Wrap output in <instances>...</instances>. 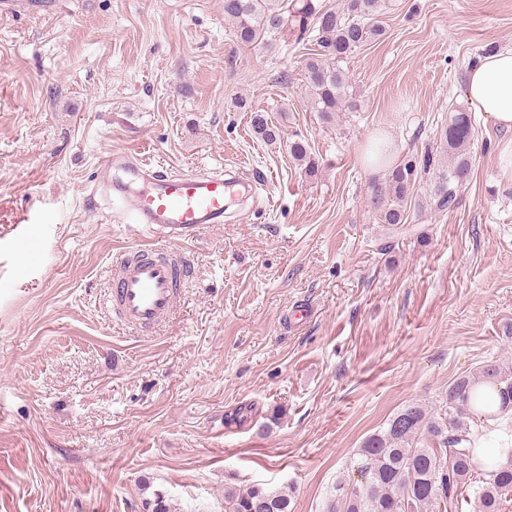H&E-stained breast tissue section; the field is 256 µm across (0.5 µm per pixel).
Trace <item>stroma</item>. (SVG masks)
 I'll return each instance as SVG.
<instances>
[{
  "label": "stroma",
  "instance_id": "35a3bbf8",
  "mask_svg": "<svg viewBox=\"0 0 512 512\" xmlns=\"http://www.w3.org/2000/svg\"><path fill=\"white\" fill-rule=\"evenodd\" d=\"M224 0H57L0 14V512H224L228 485L293 487L326 512L337 476L402 408L512 364V132L474 113L458 209L388 230L367 205L389 164L435 147L464 76L512 48V0H391L345 60L355 109L324 123L312 41L240 46ZM247 98L282 142L255 138ZM319 161L297 169L288 139ZM174 174L262 171L270 197L173 243L192 272L160 328L102 303L145 244L92 190L114 150ZM278 421H271L273 409Z\"/></svg>",
  "mask_w": 512,
  "mask_h": 512
}]
</instances>
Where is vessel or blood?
<instances>
[{
  "label": "vessel or blood",
  "instance_id": "obj_1",
  "mask_svg": "<svg viewBox=\"0 0 512 512\" xmlns=\"http://www.w3.org/2000/svg\"><path fill=\"white\" fill-rule=\"evenodd\" d=\"M93 183L111 200L126 203L136 223L158 238L185 242L223 223L231 201L260 194L268 181L232 169L172 175L115 150L98 167ZM112 267L107 301L118 323L135 331L156 327L172 314L190 269L180 253L155 245L119 252Z\"/></svg>",
  "mask_w": 512,
  "mask_h": 512
}]
</instances>
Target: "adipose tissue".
I'll list each match as a JSON object with an SVG mask.
<instances>
[{"label":"adipose tissue","mask_w":512,"mask_h":512,"mask_svg":"<svg viewBox=\"0 0 512 512\" xmlns=\"http://www.w3.org/2000/svg\"><path fill=\"white\" fill-rule=\"evenodd\" d=\"M465 97L498 128L512 131V48L477 57L469 66Z\"/></svg>","instance_id":"ef3b65f1"}]
</instances>
